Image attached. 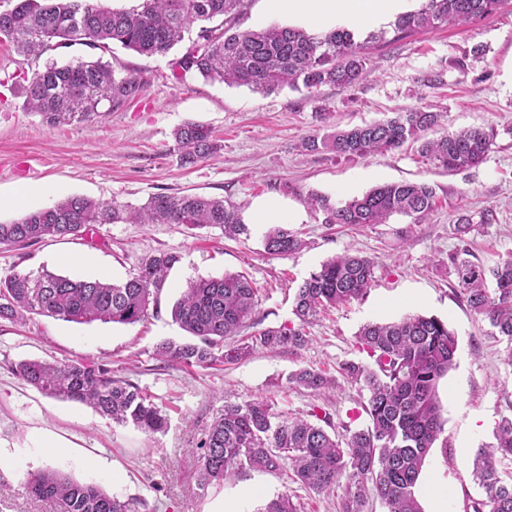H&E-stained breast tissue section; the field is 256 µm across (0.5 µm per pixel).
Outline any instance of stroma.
I'll return each instance as SVG.
<instances>
[{
  "mask_svg": "<svg viewBox=\"0 0 512 512\" xmlns=\"http://www.w3.org/2000/svg\"><path fill=\"white\" fill-rule=\"evenodd\" d=\"M49 57L102 59L116 75L133 74L141 93L83 123L48 126L25 105V77L44 61L19 56L0 42V222L46 207L66 196L139 205L153 194H202L229 200L249 217L256 203L273 201L281 223L307 245L284 259L263 251L264 226L225 238L216 228L172 224H98L92 235L0 247V274L48 269L79 279L124 280L145 255L177 254L160 294L159 315L135 324H76L33 315L21 325L0 321V512H61L59 503L28 496V474L53 469L109 496L133 503L136 512H257L288 494L299 512H336L344 488L315 493L286 477L234 471L223 483L199 488V445L225 400L265 398L277 411L327 415L333 430L365 427L356 384L340 381L325 392L289 385V374L310 366L334 375L347 361L367 362L356 335L368 322L407 314L434 315L458 337L456 365L440 382L447 451L433 450L418 484L424 512H465L484 491L469 462L492 442L493 430L512 416V368L489 325L455 293L448 255L468 244L487 267L512 253V0L483 20L413 34L370 52V76L351 88L321 87L313 94L282 90L268 96L198 76L174 79L170 56L147 57L120 46L83 45L51 50ZM436 82H427L430 73ZM430 105L446 113L447 128H494L496 144L479 167L455 174L435 167L407 145L368 159L330 153L305 155L296 144L307 133L360 126ZM197 121L222 140L220 155L182 165L171 133ZM398 181L425 182L436 191V209L421 223L393 216L369 228L327 225L304 202L316 192L344 200ZM492 211L494 220L460 239V213ZM353 249L377 263L368 293L330 309L310 325L308 344L291 352L258 351L247 360L213 368L164 364L154 348L188 335L170 309L188 280L246 272L260 289L259 303L239 335L295 325V289L331 257ZM25 359L88 360L111 368L148 393L167 416L166 433L147 435L119 426L92 409L46 397L16 376Z\"/></svg>",
  "mask_w": 512,
  "mask_h": 512,
  "instance_id": "35a3bbf8",
  "label": "stroma"
}]
</instances>
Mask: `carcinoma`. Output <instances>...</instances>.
<instances>
[{"mask_svg":"<svg viewBox=\"0 0 512 512\" xmlns=\"http://www.w3.org/2000/svg\"><path fill=\"white\" fill-rule=\"evenodd\" d=\"M247 0H140L132 9L109 10L98 0H18L0 11V40L13 43L25 56H41L52 47L82 44L109 48L116 41L146 56H163L191 28L197 39L172 60L173 76L199 74L231 86H247L269 94L284 86L313 92L323 86L350 88L366 79L370 46L388 44L441 26L473 23L495 14L505 0H421V7L397 17L392 37L381 29L364 40L353 31L328 32L269 25L239 29ZM142 88L134 75L118 77L100 59L46 62L23 86L25 106L50 126L80 123L136 97ZM443 113L425 108L393 118L312 133L300 148L329 152L347 159H364L392 152L407 143L419 144L422 156L453 174L486 162L495 145L492 129L469 128L429 139L441 125ZM184 164H195L218 153L222 145L212 130L185 122L173 131ZM305 203L323 216L324 224H384L394 216L417 224L435 209V190L427 183L395 182L377 186L344 201L309 194ZM174 224L187 228H218L227 237L247 232L240 209L221 198L204 195L154 194L142 206L100 202L71 196L54 205L0 223V246H23L46 237L81 236L92 224ZM306 245L290 230L276 225L264 235V251L285 258ZM178 257L165 251L145 256L121 283L74 280L47 270L10 271L0 275V320L22 322L30 315L79 324L94 321L134 324L158 313L159 295ZM376 262L345 252L328 259L296 288L292 313L298 324L265 328L241 344L226 345L251 320L258 288L244 272L187 281L171 309L173 322L197 339L157 344L155 355L184 366L211 367L236 363L256 349L299 350L308 343L305 328L326 309L363 298L371 288ZM448 268L460 297L487 321L490 335L506 342L504 364L512 368V254L485 267L466 246L448 254ZM495 283L489 292L487 280ZM357 343L372 363L347 362L341 377L363 392L365 427L345 434L330 433L328 419L314 421L275 411L264 399L227 401L201 440L196 461L199 485L224 481L230 471L253 470L293 475L313 491L345 487L341 512H361L364 498L373 494L386 512H423L416 496L422 468L442 438L444 420L438 393L440 381L454 367L458 338L436 316L410 315L390 323H367ZM16 374L41 394L85 404L118 424H132L147 434L162 433L167 419L151 397L112 369L85 360L59 363L25 360ZM288 383L310 391L336 384L312 367L293 372ZM512 461V417L498 421L494 442L476 450L473 480L484 490L482 499L468 500L470 512H512V482L503 481L498 465ZM27 491L58 502L63 512H134L128 502L54 470L31 473ZM259 512H298L286 493L270 499Z\"/></svg>","mask_w":512,"mask_h":512,"instance_id":"cac0c4a2","label":"carcinoma"}]
</instances>
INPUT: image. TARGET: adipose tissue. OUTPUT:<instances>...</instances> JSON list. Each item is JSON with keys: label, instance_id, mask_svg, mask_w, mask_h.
I'll use <instances>...</instances> for the list:
<instances>
[{"label": "adipose tissue", "instance_id": "ef3b65f1", "mask_svg": "<svg viewBox=\"0 0 512 512\" xmlns=\"http://www.w3.org/2000/svg\"><path fill=\"white\" fill-rule=\"evenodd\" d=\"M272 10L296 17L309 26L378 25L404 13L410 0H268Z\"/></svg>", "mask_w": 512, "mask_h": 512}]
</instances>
